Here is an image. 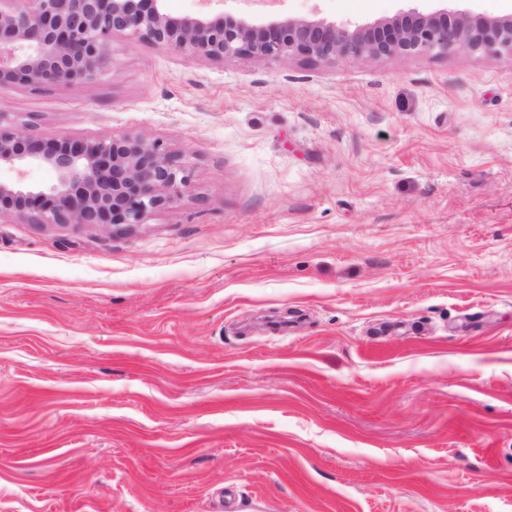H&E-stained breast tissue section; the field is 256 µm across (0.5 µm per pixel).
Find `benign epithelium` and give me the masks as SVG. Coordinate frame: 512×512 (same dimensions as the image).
<instances>
[{"instance_id": "1", "label": "benign epithelium", "mask_w": 512, "mask_h": 512, "mask_svg": "<svg viewBox=\"0 0 512 512\" xmlns=\"http://www.w3.org/2000/svg\"><path fill=\"white\" fill-rule=\"evenodd\" d=\"M166 0H0V93L46 90L98 78L111 61L112 38L125 33L187 60L282 58L378 61L459 50L478 58L512 55V15L409 8L373 21L336 22L317 14H252L230 6L170 16ZM0 217L28 224L131 226L178 203L190 188L180 156L140 135L96 140H38L0 119ZM32 168L49 185L30 183Z\"/></svg>"}]
</instances>
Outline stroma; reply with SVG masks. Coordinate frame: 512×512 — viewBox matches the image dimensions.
<instances>
[{
    "label": "stroma",
    "mask_w": 512,
    "mask_h": 512,
    "mask_svg": "<svg viewBox=\"0 0 512 512\" xmlns=\"http://www.w3.org/2000/svg\"><path fill=\"white\" fill-rule=\"evenodd\" d=\"M0 115L143 136L190 179L127 228L0 218V512H512V55L119 34Z\"/></svg>",
    "instance_id": "obj_1"
}]
</instances>
